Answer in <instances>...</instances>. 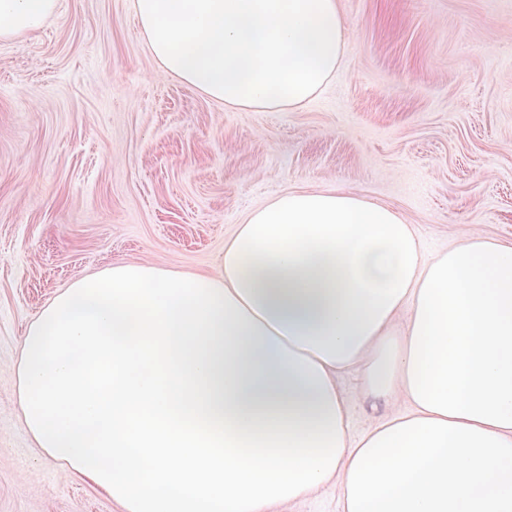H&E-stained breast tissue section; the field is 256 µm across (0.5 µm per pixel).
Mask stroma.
Returning a JSON list of instances; mask_svg holds the SVG:
<instances>
[{"instance_id":"35a3bbf8","label":"stroma","mask_w":512,"mask_h":512,"mask_svg":"<svg viewBox=\"0 0 512 512\" xmlns=\"http://www.w3.org/2000/svg\"><path fill=\"white\" fill-rule=\"evenodd\" d=\"M133 0H58L0 41V512H125L39 448L18 402L28 325L119 262L213 272L252 209L294 188L396 208L433 256L512 245V0H339L345 48L316 100L224 107L166 74ZM338 379L350 432L405 411Z\"/></svg>"}]
</instances>
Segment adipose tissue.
Segmentation results:
<instances>
[{
    "label": "adipose tissue",
    "mask_w": 512,
    "mask_h": 512,
    "mask_svg": "<svg viewBox=\"0 0 512 512\" xmlns=\"http://www.w3.org/2000/svg\"><path fill=\"white\" fill-rule=\"evenodd\" d=\"M57 0H0V40ZM165 72L242 112L300 107L344 51L338 0H135ZM406 402L361 437L341 371ZM39 447L125 512H512V246L475 232L424 259L393 207L288 190L218 272L117 263L30 323L15 371ZM288 512H341V505L332 491L306 495L294 504L287 506Z\"/></svg>",
    "instance_id": "obj_1"
}]
</instances>
